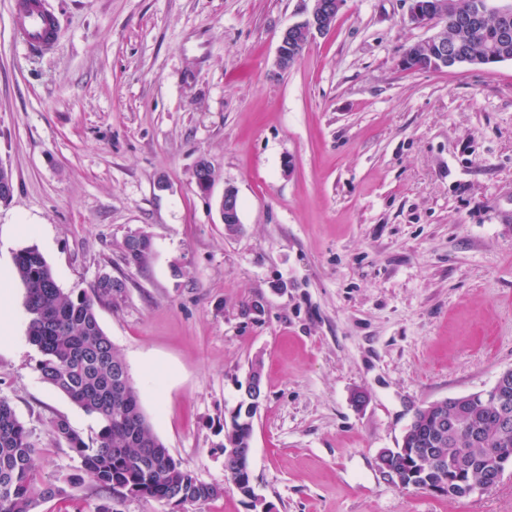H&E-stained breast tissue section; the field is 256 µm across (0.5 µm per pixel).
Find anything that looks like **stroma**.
<instances>
[{"label": "stroma", "mask_w": 512, "mask_h": 512, "mask_svg": "<svg viewBox=\"0 0 512 512\" xmlns=\"http://www.w3.org/2000/svg\"><path fill=\"white\" fill-rule=\"evenodd\" d=\"M45 2L59 38L32 57L0 0V165L13 177L0 398L30 430L41 477L79 464L54 420L86 437L99 424L40 379L11 277L27 247L64 291L125 280L98 320L154 433L224 487L203 504L129 498L117 512H254L222 443L257 359L252 484L270 512H512L511 474L451 499L377 467L416 409L512 368V60L403 69L406 47L444 30L411 25L406 0H345L285 72L280 36L311 0ZM228 185L233 236L218 209ZM138 233L152 250L134 266L124 242ZM220 216L224 229L227 224H236L240 228V203L238 192L233 186H226L220 201Z\"/></svg>", "instance_id": "35a3bbf8"}]
</instances>
